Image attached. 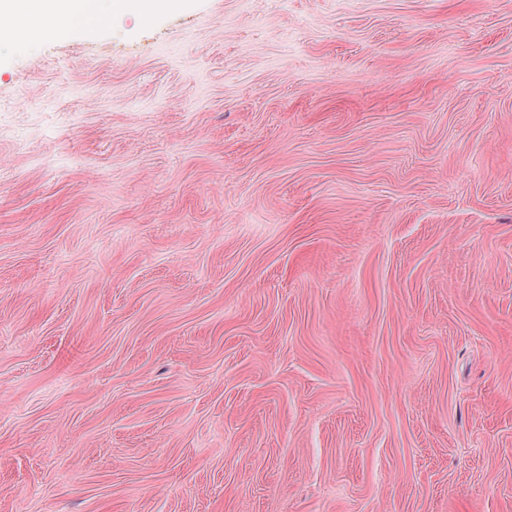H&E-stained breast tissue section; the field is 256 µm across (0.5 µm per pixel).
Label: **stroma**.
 Wrapping results in <instances>:
<instances>
[{
  "label": "stroma",
  "mask_w": 512,
  "mask_h": 512,
  "mask_svg": "<svg viewBox=\"0 0 512 512\" xmlns=\"http://www.w3.org/2000/svg\"><path fill=\"white\" fill-rule=\"evenodd\" d=\"M0 39V512H512V0H185Z\"/></svg>",
  "instance_id": "35a3bbf8"
}]
</instances>
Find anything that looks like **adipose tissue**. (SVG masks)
<instances>
[{
	"instance_id": "adipose-tissue-1",
	"label": "adipose tissue",
	"mask_w": 512,
	"mask_h": 512,
	"mask_svg": "<svg viewBox=\"0 0 512 512\" xmlns=\"http://www.w3.org/2000/svg\"><path fill=\"white\" fill-rule=\"evenodd\" d=\"M0 17L9 19V28L15 32L29 26L41 28L49 21L74 27L103 22L98 0H0Z\"/></svg>"
}]
</instances>
